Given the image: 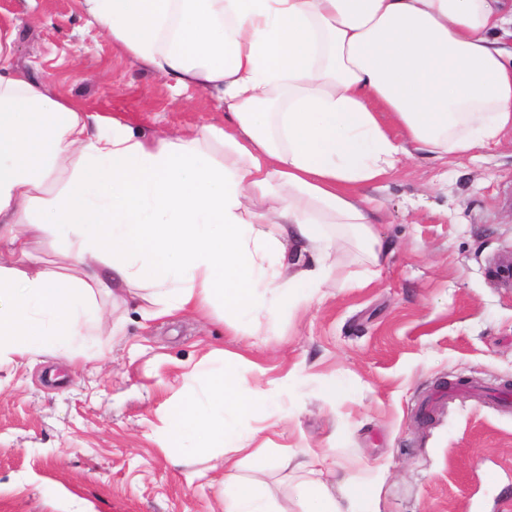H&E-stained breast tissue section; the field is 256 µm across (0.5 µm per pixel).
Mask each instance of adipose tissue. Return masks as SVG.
<instances>
[{
	"instance_id": "adipose-tissue-1",
	"label": "adipose tissue",
	"mask_w": 512,
	"mask_h": 512,
	"mask_svg": "<svg viewBox=\"0 0 512 512\" xmlns=\"http://www.w3.org/2000/svg\"><path fill=\"white\" fill-rule=\"evenodd\" d=\"M89 22L172 89L203 90L224 125L146 137L116 117L50 95L14 67L0 27V243L27 254L47 228L72 274L0 264V346L71 353L102 289L151 285L150 321L214 303L240 324L297 304L330 280L337 224L373 264L385 252L360 187L405 157L436 159L512 127V0H82ZM401 130L393 139L379 121ZM224 149L215 160L209 148ZM212 407L170 418L202 448L252 447L226 415L264 404L232 372ZM224 463V512L272 509L262 477ZM323 465L297 486L302 512H371L372 495H333Z\"/></svg>"
}]
</instances>
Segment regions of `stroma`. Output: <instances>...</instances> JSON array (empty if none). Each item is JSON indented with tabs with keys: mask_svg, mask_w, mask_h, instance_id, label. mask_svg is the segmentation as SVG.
Wrapping results in <instances>:
<instances>
[{
	"mask_svg": "<svg viewBox=\"0 0 512 512\" xmlns=\"http://www.w3.org/2000/svg\"><path fill=\"white\" fill-rule=\"evenodd\" d=\"M0 25L17 69L60 99L146 135L224 124L210 94H173L86 25L82 0H0ZM363 193L387 261L339 239L324 298L261 317V341L219 304L147 323L139 299L101 292L75 357L0 352V512H224L223 449L169 436L174 406L209 407L204 376L223 366L269 396L235 423L268 439L238 474L274 500L294 501L300 462L325 451L378 512H512V280L496 275L512 260V131L402 159Z\"/></svg>",
	"mask_w": 512,
	"mask_h": 512,
	"instance_id": "obj_1",
	"label": "stroma"
}]
</instances>
